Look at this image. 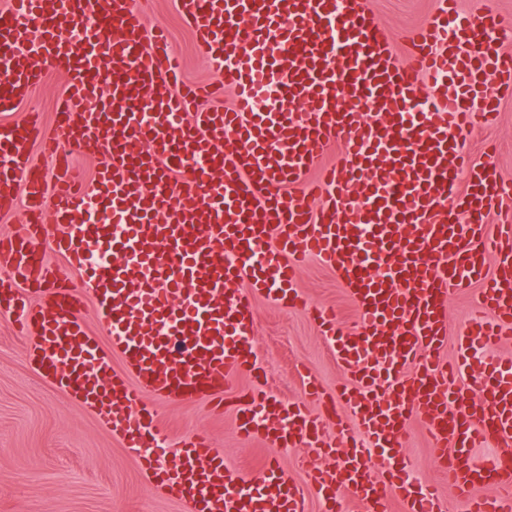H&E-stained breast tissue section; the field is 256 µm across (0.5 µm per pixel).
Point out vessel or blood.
Masks as SVG:
<instances>
[{
    "label": "vessel or blood",
    "mask_w": 512,
    "mask_h": 512,
    "mask_svg": "<svg viewBox=\"0 0 512 512\" xmlns=\"http://www.w3.org/2000/svg\"><path fill=\"white\" fill-rule=\"evenodd\" d=\"M141 3L0 7V112L18 111L40 84L34 56L53 58L67 78L52 126L29 112L0 129V210L24 201L23 219L0 239V318L16 320L34 370L138 452L187 512H306L310 489L323 512L348 498L359 512H388L395 498L403 512H445L435 490L403 475L400 437L412 418L463 512H512V361L481 362L483 403L456 386L474 347L512 342V193L460 144L463 129L489 124L512 95V52L498 37L512 21L438 0L404 34L405 67L368 0H176L216 75L193 87L181 83L163 29L146 30ZM64 29L77 38L62 39ZM427 75L432 105L412 111ZM159 83L167 91L144 120V91ZM265 84L283 95L261 108ZM203 100L216 108L200 110ZM74 141L102 158L91 179L73 169ZM33 143L52 176L33 174ZM331 144L337 165L308 181ZM188 155L210 162L174 182ZM97 209L120 223L119 239L95 223ZM493 212L503 219L492 225ZM40 240L63 268L35 251ZM96 246L111 264L89 263ZM312 259L356 309L351 328L333 309H309L349 374L336 405L314 412L253 393L237 411L244 438L306 449V483L274 459L246 478L201 431L173 465L145 455L161 432L158 404L222 406L228 374L256 371L253 298L301 306L297 274ZM240 281L247 292L234 291ZM470 285L471 319L448 360V297ZM88 297L108 343L78 316ZM482 445L496 453L478 463ZM480 487L493 498L476 497Z\"/></svg>",
    "instance_id": "vessel-or-blood-1"
}]
</instances>
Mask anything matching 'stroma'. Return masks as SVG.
Returning a JSON list of instances; mask_svg holds the SVG:
<instances>
[{"label":"stroma","mask_w":512,"mask_h":512,"mask_svg":"<svg viewBox=\"0 0 512 512\" xmlns=\"http://www.w3.org/2000/svg\"><path fill=\"white\" fill-rule=\"evenodd\" d=\"M369 6L401 56L403 32L427 19L437 0H370ZM144 19L147 28H165L186 80H210L212 71L175 0H152ZM39 67L44 79L23 107L49 123L64 80L50 62H40ZM463 143L477 161L486 147H493L503 186L512 191V98L502 100L493 126L464 134ZM297 289L305 304L293 309L277 307L263 296L256 299L254 334L260 376H231V389L262 391L297 402L305 395L307 376H314L328 395L345 382L343 367L327 348L307 308L333 307L350 327L356 321L353 303L335 273L315 261L302 270ZM158 412L163 434L158 454L164 460L176 459L186 435L204 430L213 446L223 449L225 461L245 476H255L274 457L293 478H306L300 467L302 449H272L263 441L242 438L233 410L217 414L206 401L198 400L166 403ZM402 441L407 474L447 494V477L430 459L425 430L410 422ZM0 512H185L178 500L150 488L138 459L100 425L90 409L61 394L34 371L13 323L1 320Z\"/></svg>","instance_id":"obj_1"}]
</instances>
